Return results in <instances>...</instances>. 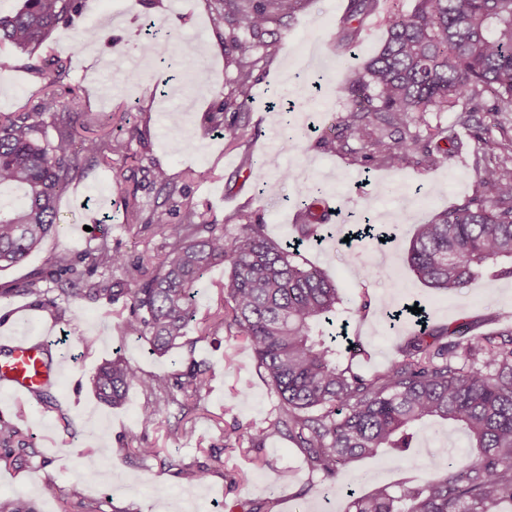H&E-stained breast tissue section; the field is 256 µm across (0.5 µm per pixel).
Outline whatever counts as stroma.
I'll return each mask as SVG.
<instances>
[{"label": "stroma", "instance_id": "obj_1", "mask_svg": "<svg viewBox=\"0 0 512 512\" xmlns=\"http://www.w3.org/2000/svg\"><path fill=\"white\" fill-rule=\"evenodd\" d=\"M211 2L86 0L82 15L58 25L49 38L50 53L70 58L63 87L79 86L88 95L91 121L77 129L76 140L122 137L130 127L139 137L127 163L84 170L59 199L57 233L24 263L0 270V289L15 291L0 309V338L44 336L52 352L66 357L61 381L50 391L51 404L0 392V418L16 425L32 444L31 454L0 467V496H29L37 512H183L187 493L196 512H249L269 500L275 501V512H297L301 506L308 512H346L350 494L369 493L377 484L423 482L437 449L459 456L466 451L459 429L432 421L411 449L350 461L331 485L312 472L304 451L288 437L274 436L261 448H228L225 435L234 424L271 419L277 404L248 343L222 329L192 328L182 347L159 357L117 328L120 304L105 296L60 291L59 261L79 264L102 236L129 262L163 258L168 243L151 218L173 203L196 205L207 221L230 229L237 214L248 211L265 224L269 236L295 238L300 203L318 186L335 213L324 228L326 240L305 245L303 254L327 272L345 300L367 301L365 312L348 316L346 328L362 372L386 368L396 345L411 334L413 324L402 313L407 305L421 303L434 325L466 319L476 334L496 328L497 313L512 310V278L487 276L478 287L446 295L419 281L406 260L416 226L472 196L476 170L489 155L466 148L434 168L411 165L395 171L363 161L361 142L349 141L335 153L320 142L351 106L350 68L374 56L386 37L383 10L393 6L407 14L415 0L393 5L381 0L380 12L359 22L346 21L348 0H311L295 17L272 24L275 51L258 65L249 109L224 114L246 131L232 146L208 126L210 111L230 94L236 76L231 56L224 53V24ZM150 22L166 31L167 50L147 62L141 47ZM90 25L101 26L106 40L79 43V30ZM185 43L196 45L198 54L175 66ZM0 68L12 72L10 83L0 86V112H19L37 102L44 79L26 68L21 51L0 45ZM301 97L308 125L285 124L287 101ZM287 137L292 146L284 152L280 144ZM261 154L267 170L262 188L248 170ZM190 167L209 169L212 176L185 183L183 173ZM159 169L184 184V194L166 198L154 178ZM129 191L139 206L131 225L124 221ZM365 223L375 225L376 238L345 241L348 231ZM29 283L35 293H22ZM118 353L161 376L183 370L190 359L207 360L210 392L198 403L178 391L135 388L121 405H105L89 379ZM147 406L158 416L145 428L139 417ZM104 442L121 449V456H98ZM145 444L159 448V459L132 455V448ZM164 459L204 464L209 473L202 482L188 483L161 469ZM88 469L111 472L116 487L84 481ZM241 471L250 474V482L231 483V474Z\"/></svg>", "mask_w": 512, "mask_h": 512}]
</instances>
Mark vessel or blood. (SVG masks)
I'll return each instance as SVG.
<instances>
[{
  "mask_svg": "<svg viewBox=\"0 0 512 512\" xmlns=\"http://www.w3.org/2000/svg\"><path fill=\"white\" fill-rule=\"evenodd\" d=\"M58 382V368L45 358L42 340L33 338L14 342L0 355V388L18 397Z\"/></svg>",
  "mask_w": 512,
  "mask_h": 512,
  "instance_id": "vessel-or-blood-1",
  "label": "vessel or blood"
}]
</instances>
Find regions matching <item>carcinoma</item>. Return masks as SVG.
<instances>
[{"label":"carcinoma","instance_id":"cac0c4a2","mask_svg":"<svg viewBox=\"0 0 512 512\" xmlns=\"http://www.w3.org/2000/svg\"><path fill=\"white\" fill-rule=\"evenodd\" d=\"M84 0H24L16 13L0 15V43L33 58L61 23L79 14ZM312 0H214L224 21V53L237 64L235 87L209 115L210 129L230 144L245 136L224 112L249 107L254 72L271 43L270 24L294 14ZM378 0H350L347 19L363 18ZM386 38L361 70L352 72L347 91L352 106L336 121L339 134L322 139L330 150L348 140L364 142L363 159L401 169L415 154L431 167L446 159V130L417 119L427 112L458 113L467 126L473 113L512 112V0H417L411 13L390 10L383 18ZM42 95L25 112L0 113V190L22 191V202L0 206V270L24 262L58 227V201L78 174L112 157L131 158L135 130L125 138L93 137L73 147L76 126L84 122L81 94L69 100L55 86L68 71V59L53 56ZM492 104L486 105V99ZM50 116L46 121L44 116ZM475 137L494 164L477 171V188L465 202L416 227L408 251L416 277L430 288L454 294L476 286L484 271L512 277V135L498 125ZM299 237L275 240L250 213L237 215V231L201 221L193 206L178 218L157 211L152 223L170 251L151 275H131L129 287L113 288L93 277L99 270L123 268L124 255L104 238L82 256L83 269L62 260L64 284L90 298L124 299L129 316L119 327L165 355L181 346L193 322L195 298L215 266L228 270L212 325L252 347L277 399L275 416L261 425L239 423L238 443L260 448L284 434L305 451L311 470L327 479L359 456L400 453L411 446L420 426L432 419L460 425L469 440L464 455L440 452L428 479L418 485H377L368 494L350 493L347 512H512V311L497 320L503 328L463 339L466 323L431 326L413 314L418 329L383 371L358 372L332 331L343 304L336 283L300 251L305 240H321L328 217L317 190L303 201ZM97 398L120 404L129 390L165 393L176 389L205 398L209 367L190 360L167 378L145 374L121 355L102 363L90 379ZM31 443L18 428L0 420V462L11 464ZM188 482H200L205 465L161 461ZM0 512H37L25 495L0 498Z\"/></svg>","mask_w":512,"mask_h":512}]
</instances>
